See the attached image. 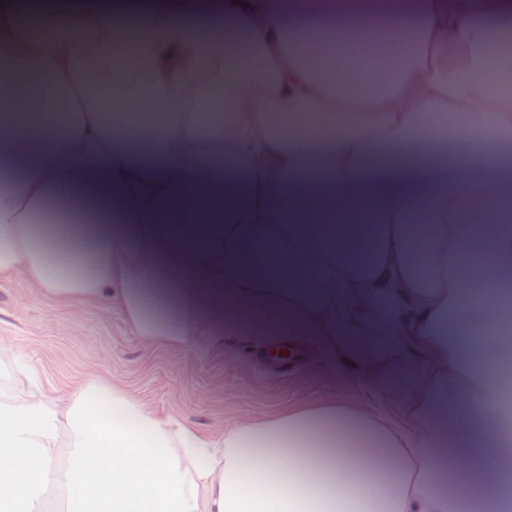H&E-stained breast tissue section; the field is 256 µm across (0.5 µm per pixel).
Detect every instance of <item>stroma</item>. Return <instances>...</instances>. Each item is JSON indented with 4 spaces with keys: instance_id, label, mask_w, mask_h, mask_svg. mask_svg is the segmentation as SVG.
Here are the masks:
<instances>
[{
    "instance_id": "1",
    "label": "stroma",
    "mask_w": 512,
    "mask_h": 512,
    "mask_svg": "<svg viewBox=\"0 0 512 512\" xmlns=\"http://www.w3.org/2000/svg\"><path fill=\"white\" fill-rule=\"evenodd\" d=\"M19 33L34 18L39 36L108 25L109 12H81L56 0H9ZM0 349L23 356L47 392L57 394L96 375L125 387L162 414H177L209 432L327 396L357 397L374 404L377 395L355 387L344 358L304 348L274 358L264 337L228 323L224 346L206 357L149 346L127 327L117 303L89 301L79 313L57 306L20 271L0 277Z\"/></svg>"
}]
</instances>
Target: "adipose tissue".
Here are the masks:
<instances>
[{"mask_svg":"<svg viewBox=\"0 0 512 512\" xmlns=\"http://www.w3.org/2000/svg\"><path fill=\"white\" fill-rule=\"evenodd\" d=\"M13 30L0 10V276L117 300L135 336L200 357L228 322L344 348L366 390L389 357L409 396L213 433L97 378L47 395L0 352V512H512V340L479 334L512 316V0H224ZM126 37L114 65L100 48ZM144 96L162 127L132 112ZM447 138L465 166L420 158ZM378 331L385 356L353 346ZM462 434L476 465L452 494L438 452Z\"/></svg>","mask_w":512,"mask_h":512,"instance_id":"ef3b65f1","label":"adipose tissue"}]
</instances>
